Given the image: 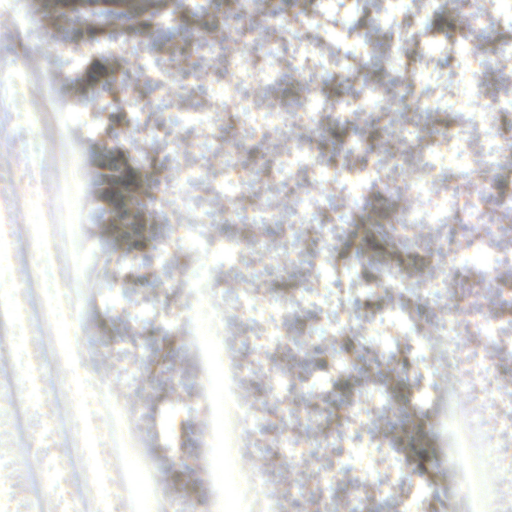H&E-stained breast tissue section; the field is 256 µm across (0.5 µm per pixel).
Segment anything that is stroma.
I'll return each instance as SVG.
<instances>
[{"mask_svg":"<svg viewBox=\"0 0 512 512\" xmlns=\"http://www.w3.org/2000/svg\"><path fill=\"white\" fill-rule=\"evenodd\" d=\"M236 7L99 0L102 22L91 26L73 20L81 0H0V273L13 284V320L0 326V504L81 512L88 495L94 512H141L159 492L180 512H228L218 488L232 469L205 463L224 441V400L200 391L230 370L244 414L265 424L233 438L264 473L244 495L271 512H512V477L497 472L484 495H457L475 479L456 464L459 437L476 460L512 454V440L493 438L480 389L458 391L444 352L456 329L483 361V381L512 389V314L498 298L512 277V0L475 31L479 0H252L251 18L279 21L267 35L273 71L244 58L228 22ZM175 23L182 34L172 38ZM186 49L190 87L170 108L167 65ZM236 64L266 73L247 87L256 107H316L319 124L246 141L248 115L224 106V72ZM489 124L504 145L493 163ZM460 126L470 148L455 167L444 133ZM232 135L251 180L233 192L239 216L228 220ZM298 150L316 172L282 182L281 157ZM75 155L86 167L78 191ZM410 169L425 195L407 190ZM476 189L478 212L467 207ZM304 196L320 201L318 224L241 220L259 201L288 215ZM44 221L69 238L68 260L45 247ZM493 222L498 235L483 234ZM296 245L286 267L270 262ZM374 256L404 287L370 282ZM35 261L47 274L34 318L24 269ZM451 265L447 287H432ZM254 270L263 278L237 310ZM64 281L77 287L78 357L59 313ZM475 299L477 324L464 316ZM203 303L208 329L198 334ZM280 324L286 334L272 341ZM319 327L326 336H313ZM89 375L99 387L83 385ZM368 391L378 402L351 422ZM76 402L80 426L59 433L54 413ZM285 430L316 455L290 463Z\"/></svg>","mask_w":512,"mask_h":512,"instance_id":"stroma-1","label":"stroma"}]
</instances>
